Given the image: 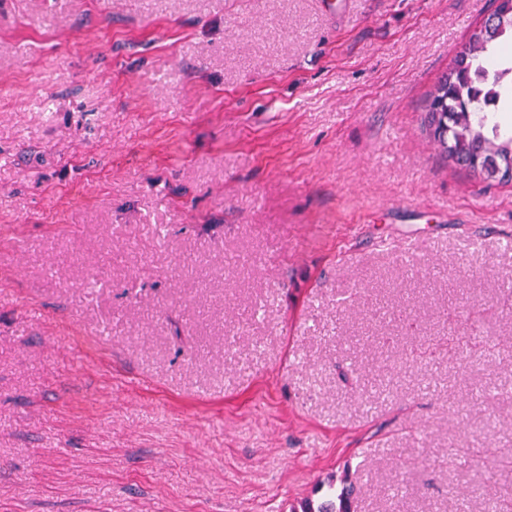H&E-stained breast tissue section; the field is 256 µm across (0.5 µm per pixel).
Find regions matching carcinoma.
Listing matches in <instances>:
<instances>
[{
  "label": "carcinoma",
  "mask_w": 512,
  "mask_h": 512,
  "mask_svg": "<svg viewBox=\"0 0 512 512\" xmlns=\"http://www.w3.org/2000/svg\"><path fill=\"white\" fill-rule=\"evenodd\" d=\"M512 47V0H496L492 14L474 27L452 65L428 94L424 125L441 155L455 166L499 183L512 182V131L483 112L475 101L472 79L491 80L497 87L499 110L509 105L512 57L497 55ZM319 505L307 503L302 512H353L354 488L328 486Z\"/></svg>",
  "instance_id": "cac0c4a2"
}]
</instances>
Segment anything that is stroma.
Instances as JSON below:
<instances>
[{"mask_svg": "<svg viewBox=\"0 0 512 512\" xmlns=\"http://www.w3.org/2000/svg\"><path fill=\"white\" fill-rule=\"evenodd\" d=\"M346 2L0 0V512L512 489V184L423 127L494 0Z\"/></svg>", "mask_w": 512, "mask_h": 512, "instance_id": "1", "label": "stroma"}]
</instances>
